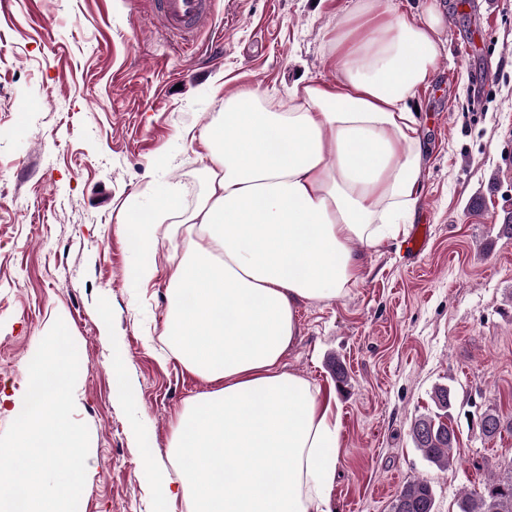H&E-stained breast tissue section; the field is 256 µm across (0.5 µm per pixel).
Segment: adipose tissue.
I'll use <instances>...</instances> for the list:
<instances>
[{
    "mask_svg": "<svg viewBox=\"0 0 512 512\" xmlns=\"http://www.w3.org/2000/svg\"><path fill=\"white\" fill-rule=\"evenodd\" d=\"M436 0L406 19L397 0H358L327 41L336 79L294 87L287 103L252 88L224 100L203 132L206 188L168 193L164 224L185 230L170 276L165 344L209 383L174 429L177 474L144 454L157 512H330L338 423L305 378L284 371L297 306L363 279L365 253L397 240L422 190L426 149L410 103L444 53Z\"/></svg>",
    "mask_w": 512,
    "mask_h": 512,
    "instance_id": "ef3b65f1",
    "label": "adipose tissue"
}]
</instances>
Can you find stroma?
I'll return each mask as SVG.
<instances>
[{"mask_svg":"<svg viewBox=\"0 0 512 512\" xmlns=\"http://www.w3.org/2000/svg\"><path fill=\"white\" fill-rule=\"evenodd\" d=\"M356 0H212L193 48L151 24L150 0H0V399L22 395L26 364L55 319L77 346V421L89 428L78 512H153L142 451L175 470L172 429L204 382L164 348L168 280L184 235L159 229L150 254L121 224L172 186L205 190L201 140L225 94L278 98L302 77L334 80L324 45ZM446 50L414 104L427 158L416 264L397 242L365 255L349 294L297 306L285 370L309 380L339 421L333 512H390L409 480L434 512L512 467V0H438ZM156 273L139 282L140 261ZM344 368L337 382L334 363ZM125 372L129 394L112 385ZM455 406L446 471L416 451L412 421ZM503 428L485 438L478 418Z\"/></svg>","mask_w":512,"mask_h":512,"instance_id":"obj_1","label":"stroma"}]
</instances>
